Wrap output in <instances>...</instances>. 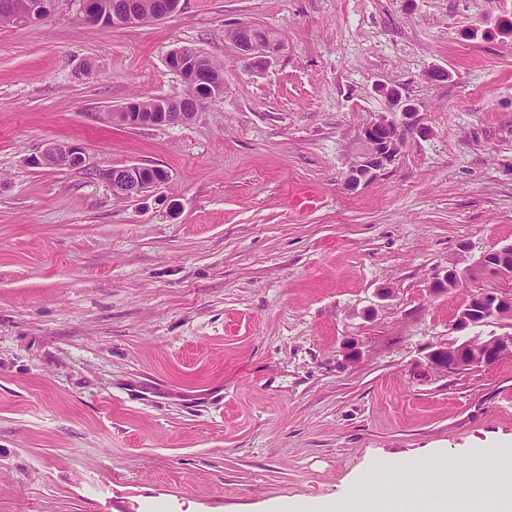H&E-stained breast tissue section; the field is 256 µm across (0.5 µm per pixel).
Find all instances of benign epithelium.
Instances as JSON below:
<instances>
[{
	"label": "benign epithelium",
	"instance_id": "obj_1",
	"mask_svg": "<svg viewBox=\"0 0 512 512\" xmlns=\"http://www.w3.org/2000/svg\"><path fill=\"white\" fill-rule=\"evenodd\" d=\"M65 0H12L10 10L28 23L42 21L56 14ZM238 38L234 40L239 54L253 62L258 58L269 60L282 49V41L277 36L269 38L261 45L252 37L248 26L237 28ZM204 55L195 51L179 49L172 60L177 64L185 85L197 82L209 72L199 67ZM389 104V112L382 113L367 123L361 131L360 142L346 176L349 187L357 188L375 180L399 154V145L416 128L418 105L401 91L392 86L383 91ZM178 98L171 97L158 102L154 112L141 111L140 105L131 101L123 111L113 113L121 124L131 128H150L186 125L192 122L197 113L177 112ZM400 118H394L395 114ZM31 165L48 166L58 169H89V158L83 147L74 141H57L48 144L42 152L33 157ZM151 169L128 164L103 170L101 177L120 199H139L144 193L164 183V177H152ZM499 260L488 262L483 259L473 265L452 268L457 273L458 282L473 280L479 275L512 280V245H506L492 252ZM469 304L465 305L460 316L463 322H454V329L462 336L433 344L426 353L428 364L435 370L455 374L474 367L491 366L512 355V328L499 333H484L482 327L501 320V310L512 306V294L502 291L481 290L471 293Z\"/></svg>",
	"mask_w": 512,
	"mask_h": 512
}]
</instances>
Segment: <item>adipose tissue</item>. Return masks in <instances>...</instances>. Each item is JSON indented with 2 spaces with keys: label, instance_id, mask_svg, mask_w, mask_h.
<instances>
[{
  "label": "adipose tissue",
  "instance_id": "ef3b65f1",
  "mask_svg": "<svg viewBox=\"0 0 512 512\" xmlns=\"http://www.w3.org/2000/svg\"><path fill=\"white\" fill-rule=\"evenodd\" d=\"M482 463L504 472L505 477L490 492L473 491L463 494L460 500L462 512H471L475 506L479 507L480 512H512V452H489ZM446 465L445 457L440 455L427 459H406L399 462L398 466H386L375 485L360 482V490L354 496L336 501L309 503L305 509L306 512H391V480L395 470L443 468Z\"/></svg>",
  "mask_w": 512,
  "mask_h": 512
}]
</instances>
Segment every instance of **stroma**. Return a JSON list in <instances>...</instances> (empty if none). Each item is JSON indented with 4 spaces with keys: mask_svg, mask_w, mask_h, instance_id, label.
<instances>
[{
    "mask_svg": "<svg viewBox=\"0 0 512 512\" xmlns=\"http://www.w3.org/2000/svg\"><path fill=\"white\" fill-rule=\"evenodd\" d=\"M109 30L76 10L0 29V512H298L370 469L443 454L448 482L512 450V358L443 374L425 353L512 244V0H181ZM270 29L261 69L230 39ZM224 96L187 125L108 112L182 93L178 48ZM418 128L368 185L346 172L387 111ZM75 141L91 167L29 164ZM164 169L137 200L102 170ZM361 359L343 365L346 341ZM435 472L401 475L396 512ZM492 255V256H500L499 261H485L483 260L484 256ZM477 263L474 265H466L464 267H460L458 264H453L449 267H452L456 273L458 278V284H462L467 280H474L478 275H486L493 276L498 278H506L512 280V245H506L501 247L500 249L488 253L484 255Z\"/></svg>",
    "mask_w": 512,
    "mask_h": 512,
    "instance_id": "stroma-1",
    "label": "stroma"
}]
</instances>
